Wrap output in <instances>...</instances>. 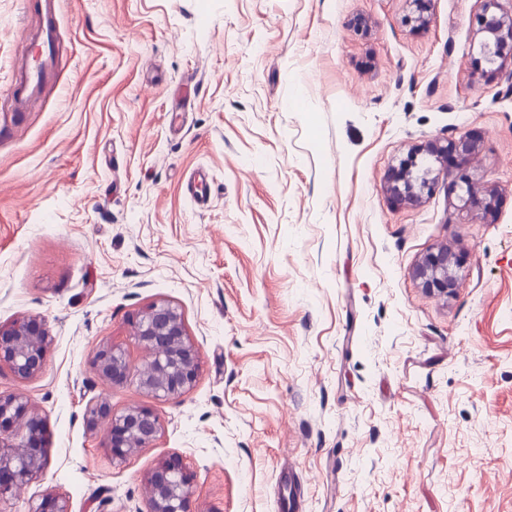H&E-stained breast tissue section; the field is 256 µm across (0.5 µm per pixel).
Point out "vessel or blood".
Here are the masks:
<instances>
[{
	"instance_id": "b4317fda",
	"label": "vessel or blood",
	"mask_w": 512,
	"mask_h": 512,
	"mask_svg": "<svg viewBox=\"0 0 512 512\" xmlns=\"http://www.w3.org/2000/svg\"><path fill=\"white\" fill-rule=\"evenodd\" d=\"M38 28L15 60L19 71L5 109L25 112L39 99L58 57L57 0H39Z\"/></svg>"
}]
</instances>
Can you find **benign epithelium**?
<instances>
[{
    "label": "benign epithelium",
    "instance_id": "1",
    "mask_svg": "<svg viewBox=\"0 0 512 512\" xmlns=\"http://www.w3.org/2000/svg\"><path fill=\"white\" fill-rule=\"evenodd\" d=\"M478 23L479 31L487 34L480 54L493 73L506 59L512 60V9H504L502 0H484ZM475 150L476 144L466 135L444 145L427 143L415 148L389 171L386 189L400 203L417 205L434 187L428 171L419 167L422 155L442 160L453 154L464 163ZM456 187L461 208L488 209V202L478 196L465 172H458ZM454 267H461V257L445 245L427 254L416 265L414 276L425 291L448 296L457 288ZM134 328L147 358L136 367L125 349L102 344L92 360L94 374L102 384L115 386L134 380L143 392L157 399L177 398L192 390L199 372L198 351L179 309L166 300L156 301L138 315ZM49 345L46 323L40 318L0 324V366H7L18 379L32 378L44 370ZM84 419L91 430L106 427V447L114 464L151 446L162 431L161 419L152 408L133 405L118 412L102 397L90 401ZM44 441V419L30 399L20 393L0 394L1 502L45 470ZM145 483L148 512H192L191 476L179 456L160 459ZM34 512H69L68 499L62 493L48 494Z\"/></svg>",
    "mask_w": 512,
    "mask_h": 512
}]
</instances>
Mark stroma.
<instances>
[{"label":"stroma","mask_w":512,"mask_h":512,"mask_svg":"<svg viewBox=\"0 0 512 512\" xmlns=\"http://www.w3.org/2000/svg\"><path fill=\"white\" fill-rule=\"evenodd\" d=\"M482 0H59L57 74L0 113V323L45 319L29 397L49 465L0 508L147 512L179 454L195 512H512V65L487 73ZM38 22L0 0V103ZM468 135L495 211L461 209L458 164L397 204L391 165ZM209 171L210 199L185 192ZM463 257L450 296L413 274ZM166 300L195 387L102 385L100 344ZM152 408L160 437L113 464L86 406ZM288 483H281V476Z\"/></svg>","instance_id":"obj_1"}]
</instances>
